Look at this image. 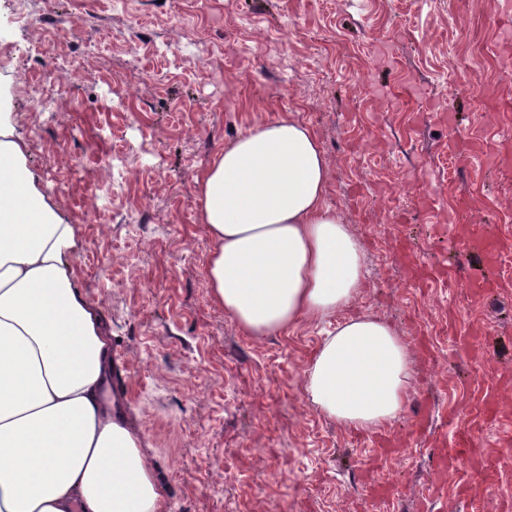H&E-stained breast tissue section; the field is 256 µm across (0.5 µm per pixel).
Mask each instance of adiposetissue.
Returning <instances> with one entry per match:
<instances>
[{
	"mask_svg": "<svg viewBox=\"0 0 512 512\" xmlns=\"http://www.w3.org/2000/svg\"><path fill=\"white\" fill-rule=\"evenodd\" d=\"M328 181L297 113L226 141L196 178L207 278L244 335L328 325L305 396L326 420L378 432L406 410L411 351L390 323L344 314L366 286L365 252L327 205ZM73 247L0 116V512H165L108 395L111 340L74 285Z\"/></svg>",
	"mask_w": 512,
	"mask_h": 512,
	"instance_id": "ef3b65f1",
	"label": "adipose tissue"
}]
</instances>
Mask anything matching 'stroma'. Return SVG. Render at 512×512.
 Instances as JSON below:
<instances>
[{
	"label": "stroma",
	"mask_w": 512,
	"mask_h": 512,
	"mask_svg": "<svg viewBox=\"0 0 512 512\" xmlns=\"http://www.w3.org/2000/svg\"><path fill=\"white\" fill-rule=\"evenodd\" d=\"M63 57L72 84L51 119L37 82ZM511 57L504 0H0V113L75 229L76 285L112 340V399L166 512H475L473 476L512 487V263L478 297L449 281L441 236L480 220L512 248V169L488 172L512 157ZM291 112L317 134L327 202L366 252L354 311L411 346L409 403L379 435L308 402L323 326L244 335L206 277L197 175L255 119ZM420 412V434L379 460V437H407ZM457 427L472 428L473 459L437 470ZM373 482L401 492L373 496ZM483 500L512 512V496Z\"/></svg>",
	"instance_id": "35a3bbf8"
}]
</instances>
